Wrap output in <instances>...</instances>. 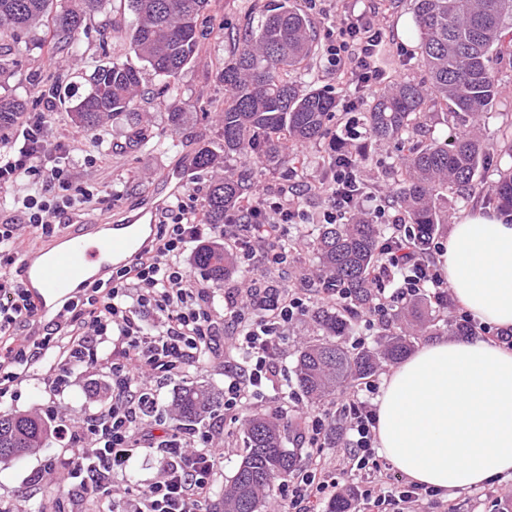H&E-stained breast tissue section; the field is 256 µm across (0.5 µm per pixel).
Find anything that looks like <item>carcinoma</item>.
I'll use <instances>...</instances> for the list:
<instances>
[{
    "mask_svg": "<svg viewBox=\"0 0 512 512\" xmlns=\"http://www.w3.org/2000/svg\"><path fill=\"white\" fill-rule=\"evenodd\" d=\"M209 3L128 0L136 17L130 48L169 93L177 91L181 70L198 50V25ZM52 4L53 0H0V26L27 29L50 14L59 42L65 44L86 16L105 11L109 0H70L55 13ZM412 11L428 82L406 80L379 92L337 139L335 152L348 154L361 167L366 155L350 149L348 142H401L394 195L418 238L428 239L439 225L448 223L444 193L472 185L494 147V140L476 134L475 127L499 94L490 60L512 43L505 34L506 25H512V0H412ZM313 51L310 20L284 3L274 5L258 29L239 44L235 61L219 74L224 83V155L247 153L250 163L261 170L286 171L290 145L315 143L328 134L336 98L326 90L302 93L289 79ZM140 86L138 69L112 60L97 62L81 86L66 91L71 122L83 132L96 130L104 119L130 110ZM437 104L451 108L444 113L455 126L449 144L417 139ZM25 109L23 100L1 95L0 132L14 125ZM248 191V174L225 169L224 178L213 183L205 197L206 222L224 223V214L235 209ZM491 192L512 208V174L492 185ZM380 237V225L364 216L347 224L320 225L319 274L303 283L320 294L345 288L349 297L343 308L321 306L312 313L322 338L300 350L295 375L299 389L313 403L371 377L382 364L401 359L411 350L412 339L436 326L431 305L421 297L389 314L377 349L351 352L336 341L350 328L353 307L372 301L370 275L379 261ZM194 265L205 280L219 283L233 269L234 259L223 245L211 242L197 248ZM223 408L224 396L184 381L167 416L173 427L191 430ZM52 436L51 426L36 414L1 412L0 463L46 447ZM300 439L296 423L259 413L245 416L240 462L209 512H264L276 482L298 470V449L288 444Z\"/></svg>",
    "mask_w": 512,
    "mask_h": 512,
    "instance_id": "1",
    "label": "carcinoma"
}]
</instances>
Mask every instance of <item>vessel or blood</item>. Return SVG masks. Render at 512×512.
Segmentation results:
<instances>
[{"instance_id":"vessel-or-blood-1","label":"vessel or blood","mask_w":512,"mask_h":512,"mask_svg":"<svg viewBox=\"0 0 512 512\" xmlns=\"http://www.w3.org/2000/svg\"><path fill=\"white\" fill-rule=\"evenodd\" d=\"M105 235L59 232L52 242L35 244L25 259L24 278L39 317L53 314L74 288L90 276H102L112 267L127 264L142 251V224L104 220Z\"/></svg>"}]
</instances>
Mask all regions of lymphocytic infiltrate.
<instances>
[{"label": "lymphocytic infiltrate", "instance_id": "obj_1", "mask_svg": "<svg viewBox=\"0 0 512 512\" xmlns=\"http://www.w3.org/2000/svg\"><path fill=\"white\" fill-rule=\"evenodd\" d=\"M381 47L378 25L369 26L364 38L345 22L325 32L329 72H351L365 86L379 71ZM70 155L68 146L50 143L39 115L28 118L21 145L0 148V401L13 398L35 372H44L49 395L57 398L70 389L75 370L105 365L112 379L105 403L79 420H56L68 480L93 502L111 504L112 512H201L213 492L224 448L207 430H152L148 408L153 395L146 377L184 376L213 350L217 336L225 335L241 361L224 368V413L242 418L263 387L276 385L281 343L289 325L305 316L311 297L308 289L295 288L271 300L249 288L225 294L223 310H216L210 290L182 261L188 244L207 231L227 234L238 259L275 265L281 261L275 242L284 225L342 223L363 211L370 194L356 175L337 166L325 188L329 206L316 216L293 199L298 186L293 173L287 187L245 198L218 225L195 223L184 202L164 207L152 239L134 261L77 288L44 321L17 263L26 236L56 235L61 218L94 196L89 189L72 193ZM375 211L396 227L378 246L380 260L372 277L376 310L390 307L392 299L380 284L394 278L401 295L418 296L429 284L436 301H451L434 261L437 245L417 251L410 225L387 216L383 206ZM376 391L366 385L364 394H352L342 404L349 450L332 465L320 444L324 419L309 408L300 410L311 466L280 484L288 512H315L321 501L344 495L354 501L353 512H416V503L425 500L437 512H448L436 491L383 471L376 458V412L370 400ZM144 453L159 459L158 476L143 487H116L130 461ZM344 470L353 472L354 483L338 480Z\"/></svg>", "mask_w": 512, "mask_h": 512}]
</instances>
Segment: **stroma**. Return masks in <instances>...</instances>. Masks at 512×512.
Returning <instances> with one entry per match:
<instances>
[{"label":"stroma","instance_id":"stroma-1","mask_svg":"<svg viewBox=\"0 0 512 512\" xmlns=\"http://www.w3.org/2000/svg\"><path fill=\"white\" fill-rule=\"evenodd\" d=\"M276 2L211 0L200 22L199 49L179 76L178 92L162 93L159 78L150 69L141 68L143 97L131 111L115 115L92 133L78 131L63 104L46 106L42 88L52 82L68 85L74 76L88 73L95 62L107 57L141 67L128 46L134 16L127 0H111L106 12L87 17L83 28L63 49L56 43L53 23L48 18L20 34H0V61L6 65L5 72L0 73V95L21 96L28 103V113L43 114L52 138L73 148V189L89 188L95 192L94 198L79 211V218L109 217L122 221L136 216L151 205L155 192L164 184L165 174L180 167L186 170L180 200L200 206L212 181L223 175L225 167L242 168V160L237 156L227 159L225 167L208 169L197 168L193 157L199 147L214 148L221 143L218 114L224 108V85L219 73L234 60L239 42L260 25ZM289 3L309 17L312 36L318 44L322 43L327 27L344 15L375 13L385 19L383 53L378 63L380 75L375 87L358 85L346 73H330L317 53L292 75L301 88L332 91L336 98L334 123L338 128L347 127L358 113L366 111L377 91L403 80H427V70L416 49L411 0H324L318 10L311 8L308 0H289ZM18 40L25 42L26 51L10 54L9 45ZM176 109L187 113L190 137L169 134L168 114ZM146 137L168 139L169 145L164 149L144 147L141 141ZM330 151L331 146L325 140L290 150L291 167L303 173L312 184L311 189L301 190L299 202L313 214L327 207L326 196L314 190L313 184L324 176L322 159ZM368 155L369 161L361 170L363 180L377 192L391 189L393 171L401 155L397 143L371 145ZM510 172L512 142L503 140L484 167L479 168L469 190L449 191L448 221L436 231V241L446 242L452 224L461 216L478 209L499 213L490 187ZM286 231L298 243L295 261L288 271L237 268L224 282L213 285L216 306H223L225 292L246 287L252 280L289 289L298 286L300 273L316 268L314 225L291 224ZM315 336L310 319H300L289 327L281 348L278 385L276 389L266 390L255 405V412L268 415L285 403L292 407L304 404V397L294 386V370L300 347ZM205 426L224 442V461L218 481L226 483L241 454V424L220 414L207 420ZM58 451V445L54 444L23 459L0 463V506L10 508L11 512H94V504L80 489L68 486L63 467L46 473L42 482H31V475L43 470ZM59 486L64 487V494L54 495V488Z\"/></svg>","mask_w":512,"mask_h":512}]
</instances>
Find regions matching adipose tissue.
<instances>
[{
	"label": "adipose tissue",
	"mask_w": 512,
	"mask_h": 512,
	"mask_svg": "<svg viewBox=\"0 0 512 512\" xmlns=\"http://www.w3.org/2000/svg\"><path fill=\"white\" fill-rule=\"evenodd\" d=\"M440 262L457 302L512 328V224L477 211L453 224ZM376 448L411 482L451 494L512 477V350L443 338L385 377Z\"/></svg>",
	"instance_id": "obj_1"
}]
</instances>
